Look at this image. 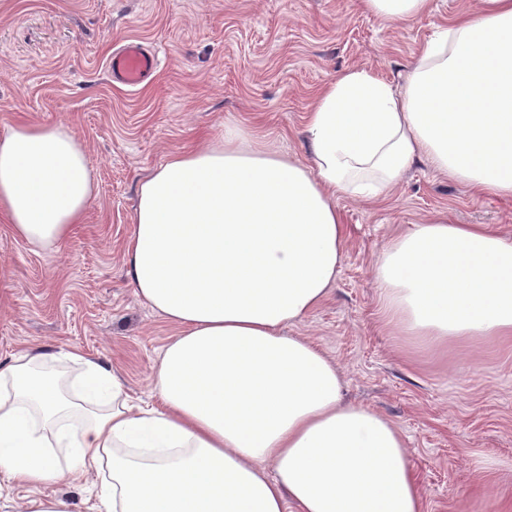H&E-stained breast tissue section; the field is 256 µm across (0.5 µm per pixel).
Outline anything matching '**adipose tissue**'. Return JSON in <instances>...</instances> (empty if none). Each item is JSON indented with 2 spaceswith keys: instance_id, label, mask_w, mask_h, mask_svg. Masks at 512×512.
<instances>
[{
  "instance_id": "obj_1",
  "label": "adipose tissue",
  "mask_w": 512,
  "mask_h": 512,
  "mask_svg": "<svg viewBox=\"0 0 512 512\" xmlns=\"http://www.w3.org/2000/svg\"><path fill=\"white\" fill-rule=\"evenodd\" d=\"M303 134L306 162L228 124L140 182L127 274L176 330L151 375L159 406L76 347L71 379L40 353L0 366V473L45 489L28 512H70L49 486L105 469L97 512H425L399 428L343 403L338 365L287 330L336 282L337 196L381 201L424 160L473 195L512 198V0L453 16L403 85L337 75ZM96 194L64 125L0 131L15 238L64 242ZM373 271L390 335L433 349L512 338V239L488 225L436 214L391 237Z\"/></svg>"
}]
</instances>
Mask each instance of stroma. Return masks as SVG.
I'll return each instance as SVG.
<instances>
[{"label":"stroma","instance_id":"1","mask_svg":"<svg viewBox=\"0 0 512 512\" xmlns=\"http://www.w3.org/2000/svg\"><path fill=\"white\" fill-rule=\"evenodd\" d=\"M474 3L432 0L426 14L385 21L359 0H0V131L66 125L98 184L59 247L33 248L0 220V364L75 346L115 367L137 402L157 404L150 376L174 329L127 276L140 180L228 123L307 158L302 129L323 83L350 70L400 82ZM129 39L160 59L135 91L107 72ZM336 204L348 228L336 283L291 335L339 364L346 401L400 428L426 512H512V345L443 351L389 335L373 274L394 232L440 212L512 237V199L472 197L418 163L385 201Z\"/></svg>","mask_w":512,"mask_h":512}]
</instances>
